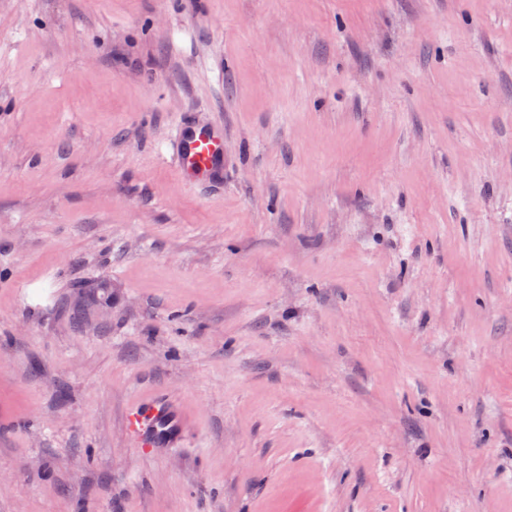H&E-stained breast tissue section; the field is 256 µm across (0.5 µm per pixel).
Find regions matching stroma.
<instances>
[{"instance_id": "1", "label": "stroma", "mask_w": 512, "mask_h": 512, "mask_svg": "<svg viewBox=\"0 0 512 512\" xmlns=\"http://www.w3.org/2000/svg\"><path fill=\"white\" fill-rule=\"evenodd\" d=\"M0 512H512V0H0ZM178 178L199 188L224 179V128L185 120L170 139ZM128 423L140 436L142 445L162 448L181 441L188 418L179 405L155 394L136 403Z\"/></svg>"}]
</instances>
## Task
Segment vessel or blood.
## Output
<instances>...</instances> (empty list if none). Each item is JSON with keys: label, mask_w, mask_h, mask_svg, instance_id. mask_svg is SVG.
<instances>
[{"label": "vessel or blood", "mask_w": 512, "mask_h": 512, "mask_svg": "<svg viewBox=\"0 0 512 512\" xmlns=\"http://www.w3.org/2000/svg\"><path fill=\"white\" fill-rule=\"evenodd\" d=\"M170 148L182 182L207 188L223 180V126L184 121L172 135ZM128 423L142 444L162 448L180 442L188 418L179 405L156 394L136 403Z\"/></svg>", "instance_id": "obj_1"}]
</instances>
